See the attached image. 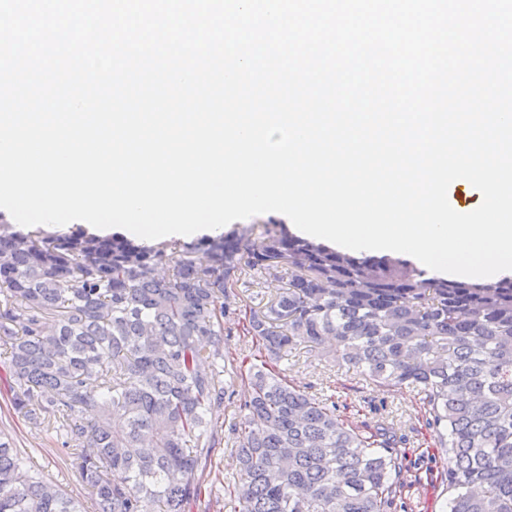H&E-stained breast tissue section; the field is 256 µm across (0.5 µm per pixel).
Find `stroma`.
<instances>
[{
    "label": "stroma",
    "instance_id": "1",
    "mask_svg": "<svg viewBox=\"0 0 512 512\" xmlns=\"http://www.w3.org/2000/svg\"><path fill=\"white\" fill-rule=\"evenodd\" d=\"M282 367L290 385L315 396L334 397L340 414L350 425L362 427L377 420L390 424L405 440L406 468L421 475L420 483L405 489L403 500L411 512H448V451L439 447L425 428L424 409L416 389L376 386L348 372L332 357L306 348L292 351ZM0 431L12 438L28 468L75 497L85 512H95L77 467L60 443L49 437L42 424L15 413L3 392ZM212 461L220 474L215 479L207 478L201 503L192 512H238L239 503L232 493L239 481L232 436H225Z\"/></svg>",
    "mask_w": 512,
    "mask_h": 512
}]
</instances>
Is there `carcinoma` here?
<instances>
[{
	"mask_svg": "<svg viewBox=\"0 0 512 512\" xmlns=\"http://www.w3.org/2000/svg\"><path fill=\"white\" fill-rule=\"evenodd\" d=\"M246 276L281 282L236 304ZM257 350L224 361V318ZM305 345L377 386L422 394L448 449L449 512H512V279L429 278L401 256H354L271 219L151 247L0 218V348L13 410L44 424L96 512H190L221 444L224 375L247 380L239 512H392L402 440L363 433L332 398L288 384ZM83 412L90 420L81 422ZM0 512H82L0 436Z\"/></svg>",
	"mask_w": 512,
	"mask_h": 512,
	"instance_id": "carcinoma-1",
	"label": "carcinoma"
}]
</instances>
